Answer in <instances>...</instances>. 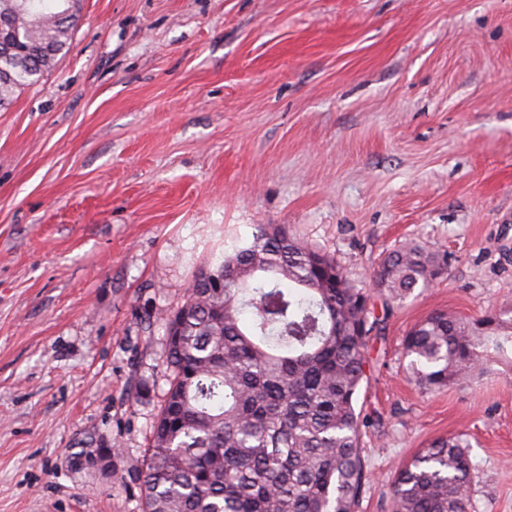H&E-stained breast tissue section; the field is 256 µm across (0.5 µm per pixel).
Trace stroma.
<instances>
[{
  "label": "stroma",
  "mask_w": 512,
  "mask_h": 512,
  "mask_svg": "<svg viewBox=\"0 0 512 512\" xmlns=\"http://www.w3.org/2000/svg\"><path fill=\"white\" fill-rule=\"evenodd\" d=\"M370 287L419 241L449 271L385 314L359 404V512L468 434L475 512H512V368L428 393L405 335L512 311V0H82L56 68L0 110V512H141L88 462L142 456L166 313L256 225Z\"/></svg>",
  "instance_id": "stroma-1"
}]
</instances>
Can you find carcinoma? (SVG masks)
I'll return each mask as SVG.
<instances>
[{
  "instance_id": "obj_1",
  "label": "carcinoma",
  "mask_w": 512,
  "mask_h": 512,
  "mask_svg": "<svg viewBox=\"0 0 512 512\" xmlns=\"http://www.w3.org/2000/svg\"><path fill=\"white\" fill-rule=\"evenodd\" d=\"M66 0H0L13 10L0 39V109L37 84L71 41ZM448 272L419 242L386 255L371 281L386 308ZM163 319L166 388L148 448L130 465L142 512H357L369 479L372 418L358 408L368 344L383 320L370 291L336 260L258 224L252 239L201 266ZM423 390L463 384L492 356L512 362V316L430 313L403 343ZM467 435L443 436L402 462L393 512H469Z\"/></svg>"
}]
</instances>
